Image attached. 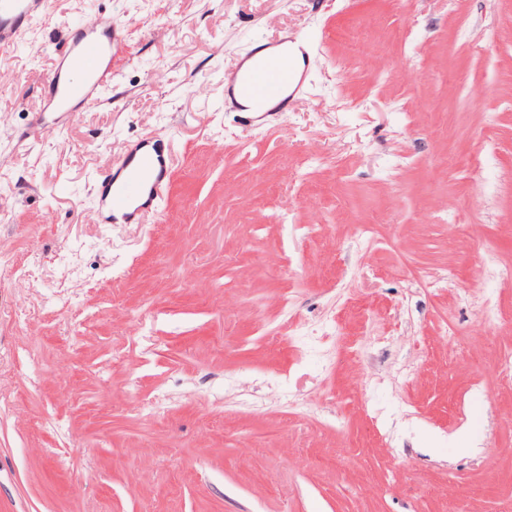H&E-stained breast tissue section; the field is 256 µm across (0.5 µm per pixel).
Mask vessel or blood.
I'll return each instance as SVG.
<instances>
[{"instance_id":"obj_1","label":"vessel or blood","mask_w":512,"mask_h":512,"mask_svg":"<svg viewBox=\"0 0 512 512\" xmlns=\"http://www.w3.org/2000/svg\"><path fill=\"white\" fill-rule=\"evenodd\" d=\"M45 0H0V49L13 47L28 25L46 19ZM124 41V34L113 26L110 17L98 14L72 29L57 53V63L49 78L40 122L41 134L55 131V113L69 114L89 109L99 103V92L112 83V57ZM80 69L81 79H73V69ZM307 73L298 72L278 53L267 54L255 73L235 70L224 77V94L234 90L257 101H264L272 91L284 89L298 97ZM279 116L278 107L262 112H237L242 126H267ZM173 167L171 138L154 132L128 143L107 180L102 181L93 207L98 224H142L160 212L163 191Z\"/></svg>"}]
</instances>
